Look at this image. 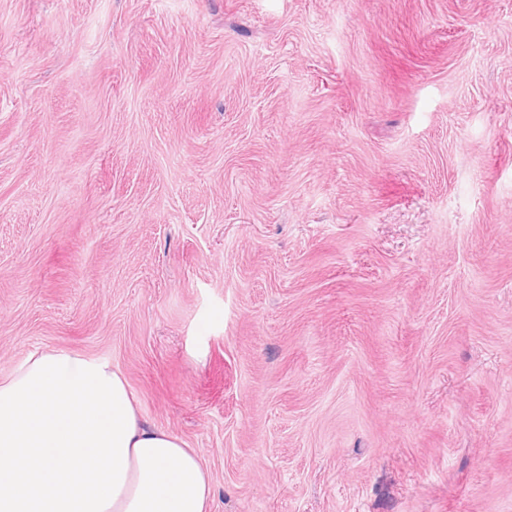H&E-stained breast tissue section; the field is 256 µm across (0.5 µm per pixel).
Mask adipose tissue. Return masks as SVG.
<instances>
[{"instance_id": "1", "label": "adipose tissue", "mask_w": 512, "mask_h": 512, "mask_svg": "<svg viewBox=\"0 0 512 512\" xmlns=\"http://www.w3.org/2000/svg\"><path fill=\"white\" fill-rule=\"evenodd\" d=\"M125 484L106 512H209L213 483L197 451L136 419Z\"/></svg>"}]
</instances>
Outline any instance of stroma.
Masks as SVG:
<instances>
[{
	"label": "stroma",
	"instance_id": "1",
	"mask_svg": "<svg viewBox=\"0 0 512 512\" xmlns=\"http://www.w3.org/2000/svg\"><path fill=\"white\" fill-rule=\"evenodd\" d=\"M45 349L211 512H512V0H0V377Z\"/></svg>",
	"mask_w": 512,
	"mask_h": 512
}]
</instances>
